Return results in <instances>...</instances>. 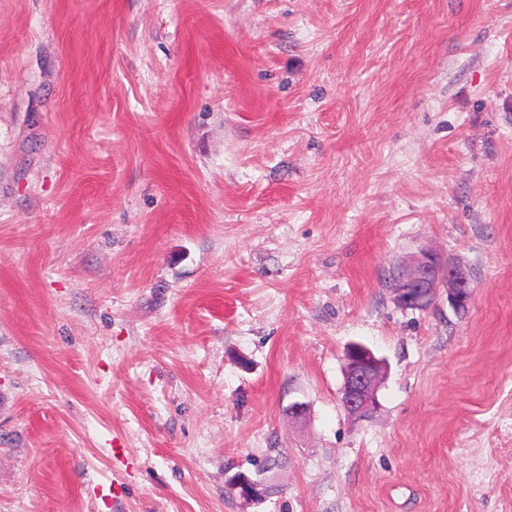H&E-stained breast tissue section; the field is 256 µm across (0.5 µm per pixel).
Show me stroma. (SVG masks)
Listing matches in <instances>:
<instances>
[{
    "label": "stroma",
    "mask_w": 512,
    "mask_h": 512,
    "mask_svg": "<svg viewBox=\"0 0 512 512\" xmlns=\"http://www.w3.org/2000/svg\"><path fill=\"white\" fill-rule=\"evenodd\" d=\"M0 512H512V0H0ZM441 286L447 288L448 302L456 312L467 307L473 287L465 271L438 254L424 251L397 275L394 291L402 308L426 310ZM344 361L342 405L355 419L367 417L378 407L377 390L385 376L383 360L368 347L352 344ZM231 484L238 491L239 496L246 501L260 499L264 496L262 484L245 474L238 473L234 475Z\"/></svg>",
    "instance_id": "stroma-1"
}]
</instances>
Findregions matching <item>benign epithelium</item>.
<instances>
[{"label":"benign epithelium","instance_id":"7a95c632","mask_svg":"<svg viewBox=\"0 0 512 512\" xmlns=\"http://www.w3.org/2000/svg\"><path fill=\"white\" fill-rule=\"evenodd\" d=\"M448 290V302L460 312L473 295V287L465 271L442 256L424 251L413 259L409 267L395 278V295L405 309L426 310L435 299L437 288ZM385 376V365L371 349L353 344L344 358V383L341 402L345 411L355 419L372 414L378 407L377 390ZM231 484L246 500L264 496L262 484L238 473Z\"/></svg>","mask_w":512,"mask_h":512}]
</instances>
